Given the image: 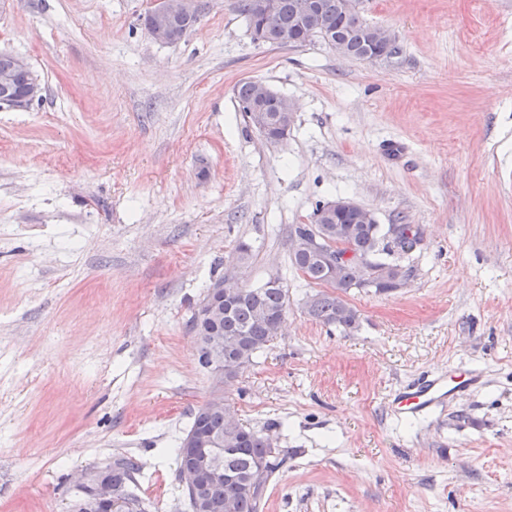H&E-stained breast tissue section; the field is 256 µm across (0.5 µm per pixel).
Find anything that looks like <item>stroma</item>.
<instances>
[{"label":"stroma","instance_id":"35a3bbf8","mask_svg":"<svg viewBox=\"0 0 512 512\" xmlns=\"http://www.w3.org/2000/svg\"><path fill=\"white\" fill-rule=\"evenodd\" d=\"M237 2L175 44L139 25L152 0L0 10V52L45 88L0 108V512H77V474L123 457L148 512H191L175 446L217 393L274 440L264 512H512V0H363L389 63L253 42ZM252 79L295 102L283 140L245 123ZM339 197L423 234L406 287L348 293L347 332L288 263ZM227 271L289 301L219 388L188 322ZM464 370L470 394L391 410ZM474 382V376H449L445 378H424L414 383L391 401L393 411L408 416H418L429 408L450 401L463 394Z\"/></svg>","mask_w":512,"mask_h":512}]
</instances>
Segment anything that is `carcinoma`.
<instances>
[{
	"mask_svg": "<svg viewBox=\"0 0 512 512\" xmlns=\"http://www.w3.org/2000/svg\"><path fill=\"white\" fill-rule=\"evenodd\" d=\"M277 2V12L272 17L255 12L253 0L238 3L250 35H261L265 45L302 47L315 41L324 43L330 37L344 41L347 54L357 60L368 49L388 59H397L402 54L396 40L390 44L371 43V25L363 21L360 13L347 9L346 0H319V15L305 32L301 31L296 16V0ZM140 21L155 40L167 44L174 43V33L193 29L185 17H175L159 25L155 16L147 13ZM13 63L11 54L0 53V72L10 69L13 73L12 85L5 94L9 102L21 97L27 88V72L13 67ZM236 96L245 120H253L254 83H241ZM281 106L282 97L276 92L261 100V110L274 121L281 114ZM310 223L319 225L326 240L337 246L331 254L318 248H299L297 239L304 225L292 226L289 264L308 283L327 287V291L313 295L306 302L307 314L312 319L344 331L353 329L358 314L344 294L352 288L369 287L379 294L390 293L396 290L398 280H408L413 275V267L401 262L403 256L423 241L422 233L412 225L391 224L384 230L375 222H365L358 213L342 211L327 216L318 208L310 215ZM287 312L288 288L275 275L257 287L244 286L237 295L225 299L224 306L211 321L202 322L191 316L189 328L200 339L209 330L224 336L221 351L224 378L233 379L270 347L281 331ZM231 410L233 407L227 402L222 412L207 402L194 414L188 433L202 428L213 439L224 441V447L211 458L217 474L196 489L184 490L191 512H263L267 483L281 461L263 432L240 423L232 424ZM138 470V464L131 459L117 460L102 469L114 491L124 499L126 512H146L141 498L130 490Z\"/></svg>",
	"mask_w": 512,
	"mask_h": 512,
	"instance_id": "obj_1",
	"label": "carcinoma"
}]
</instances>
